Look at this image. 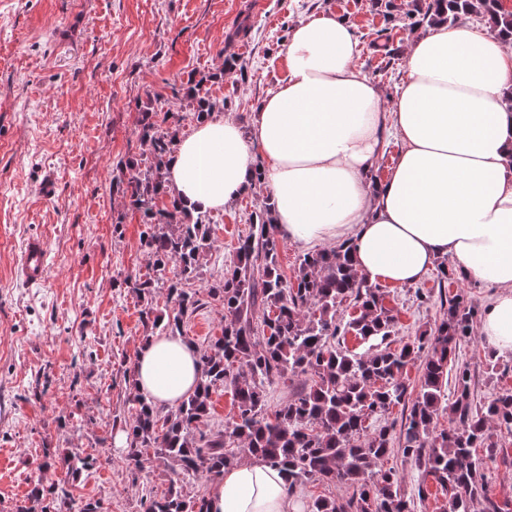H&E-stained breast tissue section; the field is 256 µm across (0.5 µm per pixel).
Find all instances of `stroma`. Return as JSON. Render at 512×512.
<instances>
[{
  "label": "stroma",
  "mask_w": 512,
  "mask_h": 512,
  "mask_svg": "<svg viewBox=\"0 0 512 512\" xmlns=\"http://www.w3.org/2000/svg\"><path fill=\"white\" fill-rule=\"evenodd\" d=\"M326 8L354 30L357 67L393 97L408 42L428 30L403 28L413 0H0V512H15L34 484L59 482L69 453L100 459L73 490L75 512L88 500L104 512H142L146 490L167 489L170 468L147 461L131 476L115 443L131 408L124 370L151 333L145 304L126 281L154 272L140 245L141 214L115 183L128 180V160L148 156L139 142L146 102L169 109L179 134L192 130L181 93L190 73L214 74L209 96L251 131L259 101L287 75L291 28ZM244 20L247 34L236 35ZM228 56L237 67L225 74ZM265 199L257 186L210 213L213 247L193 283L199 293L223 278ZM32 236L49 250L38 286L16 277ZM384 290L400 343L440 321L441 294L482 308L491 293L436 269L419 286ZM223 328L224 309L210 300L185 320L183 334L201 348ZM486 349L475 332L456 355L478 405L512 390V369L490 367ZM383 466L400 472L415 512H446L440 487L399 451Z\"/></svg>",
  "instance_id": "35a3bbf8"
}]
</instances>
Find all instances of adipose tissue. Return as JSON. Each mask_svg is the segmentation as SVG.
I'll return each instance as SVG.
<instances>
[{"instance_id":"1","label":"adipose tissue","mask_w":512,"mask_h":512,"mask_svg":"<svg viewBox=\"0 0 512 512\" xmlns=\"http://www.w3.org/2000/svg\"><path fill=\"white\" fill-rule=\"evenodd\" d=\"M351 26L324 10L295 25L287 76L258 104L251 135L222 113L197 122L168 163V191L196 213L223 210L261 179L282 236L319 248L348 241L359 275L420 282L437 260L493 288L479 324L512 353V38L435 24L410 41L392 102L359 70ZM401 149L383 182L371 169L388 136ZM198 351L158 335L135 364L139 393L174 405L192 393ZM211 512H304L280 468H226Z\"/></svg>"}]
</instances>
